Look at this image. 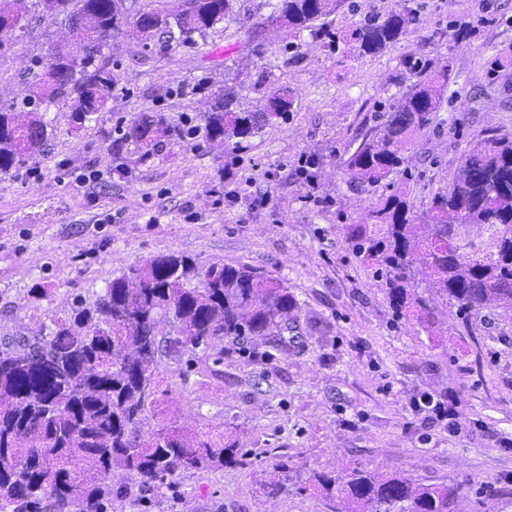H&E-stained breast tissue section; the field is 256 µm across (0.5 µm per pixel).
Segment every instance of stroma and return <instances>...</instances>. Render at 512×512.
Here are the masks:
<instances>
[{"label":"stroma","instance_id":"35a3bbf8","mask_svg":"<svg viewBox=\"0 0 512 512\" xmlns=\"http://www.w3.org/2000/svg\"><path fill=\"white\" fill-rule=\"evenodd\" d=\"M269 2L235 0L206 36L169 48L114 39L110 109L80 135L65 105L50 107L44 154L0 180V343L50 331L73 305L93 306L112 279L161 253L204 267L245 264L295 294V332L282 345L227 337L163 357L144 421L223 436L244 464L148 485L115 470L123 497L112 512H326L317 491L296 484L354 466L463 486L461 512H512V310L491 302L463 318L439 303L428 323L397 315L348 236L392 189L425 210L482 129L512 134V93L486 78L488 60L512 44V0H408L420 21L364 56L324 51L305 32L289 53L273 26L247 39ZM396 7L345 0L332 26L346 34ZM456 23L469 30L459 43ZM71 38L62 19L31 14L0 55V100L21 99L32 58ZM413 54L450 62L442 105L399 171L354 189L344 163L359 132L378 128L412 83L405 61ZM228 69L239 74V103L253 110L268 91L291 88L288 120L243 150L168 144L116 174V127L140 112L201 122L205 97L223 92ZM87 170L100 175L90 190L75 182ZM426 396L451 399L448 418L437 419ZM283 460L292 481L273 496L265 482Z\"/></svg>","mask_w":512,"mask_h":512}]
</instances>
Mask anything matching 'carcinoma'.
Instances as JSON below:
<instances>
[{
    "label": "carcinoma",
    "mask_w": 512,
    "mask_h": 512,
    "mask_svg": "<svg viewBox=\"0 0 512 512\" xmlns=\"http://www.w3.org/2000/svg\"><path fill=\"white\" fill-rule=\"evenodd\" d=\"M160 7L129 21L123 0H0V52L25 26L31 8L80 20L85 44L50 45L57 69L33 60L26 70L22 105L0 101V178L41 153L50 136L49 107L65 103L72 132L79 134L112 99L115 36L144 47L155 38L180 44L204 34L232 10L233 0H159ZM343 0H277L268 20L284 30V50L307 31L330 52L352 43L360 55L376 54L419 21L405 5L373 18L341 36L328 17ZM416 81L387 113L381 128L346 161L351 178L374 186L405 164L403 150L439 110L451 79L449 62L409 57ZM512 46L489 62L488 82L507 94L512 81ZM295 93L270 91L263 112L234 107L222 93L205 98L204 126H173L163 115L142 112L118 128L114 155L122 173L144 162L162 143H208L248 147L266 126L288 117ZM134 146L132 156L122 147ZM466 224H485L489 241L451 257L448 233ZM355 253L376 266L398 313L429 319L441 301L466 314L488 301L512 309V136L484 130L461 161L448 188L434 194L429 207L414 213L405 191L396 189L379 206L349 227ZM428 283L430 297L410 288L416 275ZM299 304L280 280L248 266L200 267L190 257L168 253L112 280L92 307L76 306L69 318L54 322L48 336L21 338L0 349V512H103L112 501V473L126 471L139 483L176 479L185 473L244 463L224 437L190 438L176 425L146 431L145 412L154 403L162 358L170 352L209 349L227 336L282 335L293 329ZM288 481V463L273 466L270 493ZM309 485L323 493L327 507L336 499L341 512H459L461 490L423 485L397 473L356 467L343 474L315 472Z\"/></svg>",
    "instance_id": "carcinoma-1"
}]
</instances>
